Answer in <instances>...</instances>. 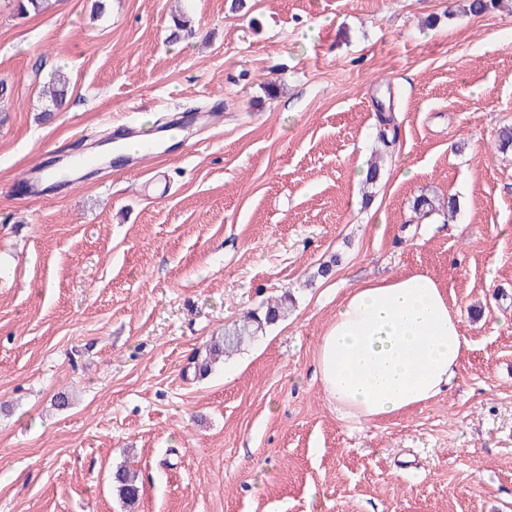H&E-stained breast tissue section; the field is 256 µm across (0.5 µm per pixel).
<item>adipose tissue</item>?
<instances>
[{
    "instance_id": "obj_1",
    "label": "adipose tissue",
    "mask_w": 512,
    "mask_h": 512,
    "mask_svg": "<svg viewBox=\"0 0 512 512\" xmlns=\"http://www.w3.org/2000/svg\"><path fill=\"white\" fill-rule=\"evenodd\" d=\"M440 283L404 272L353 288L317 347L327 398L347 420H390L447 390L466 340Z\"/></svg>"
}]
</instances>
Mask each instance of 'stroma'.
I'll return each instance as SVG.
<instances>
[{"instance_id":"1","label":"stroma","mask_w":512,"mask_h":512,"mask_svg":"<svg viewBox=\"0 0 512 512\" xmlns=\"http://www.w3.org/2000/svg\"><path fill=\"white\" fill-rule=\"evenodd\" d=\"M105 4L0 0V512H512V0ZM383 108L398 140L368 187ZM191 112L222 120L168 158L18 187L116 122ZM422 195L454 217L416 214ZM410 271L462 314L459 376L348 423L319 340L348 291ZM280 299L196 373L225 324ZM49 82L45 94L49 98V107L53 109L48 107L44 112L59 110L66 103L70 91L69 79L61 70H56ZM112 483L120 499L127 506H133L140 495L138 476L126 466H119L112 473Z\"/></svg>"}]
</instances>
